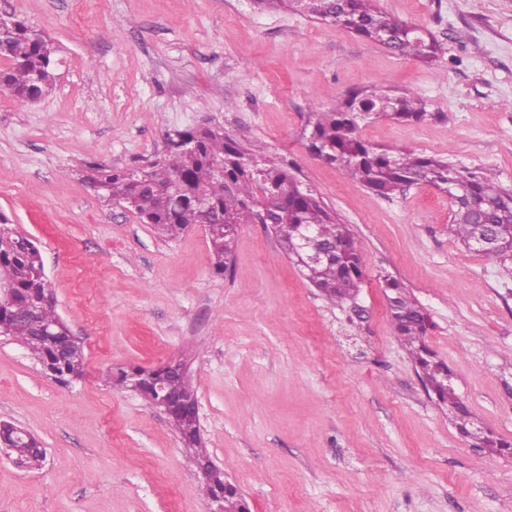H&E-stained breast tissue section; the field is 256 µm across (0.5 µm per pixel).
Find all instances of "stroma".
<instances>
[{
  "label": "stroma",
  "instance_id": "stroma-1",
  "mask_svg": "<svg viewBox=\"0 0 512 512\" xmlns=\"http://www.w3.org/2000/svg\"><path fill=\"white\" fill-rule=\"evenodd\" d=\"M429 29L432 65L253 0H0L43 30L59 65L37 103L0 94V212L39 247L82 380L44 374L0 333V421L34 434L42 466L0 454L10 512H207L167 415L107 384L116 367L185 362L202 445L251 512H512V457L474 447L391 326L385 276L430 314L427 343L485 429L512 441V261L466 249L448 198H383L304 146L311 104L409 89L428 117L361 124L375 145L448 159L512 188V0H377ZM220 125L292 161L363 246L356 302L332 306L261 224L216 274L193 226L163 241L83 180L143 165L177 130Z\"/></svg>",
  "mask_w": 512,
  "mask_h": 512
}]
</instances>
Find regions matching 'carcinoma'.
I'll list each match as a JSON object with an SVG mask.
<instances>
[{
    "instance_id": "carcinoma-1",
    "label": "carcinoma",
    "mask_w": 512,
    "mask_h": 512,
    "mask_svg": "<svg viewBox=\"0 0 512 512\" xmlns=\"http://www.w3.org/2000/svg\"><path fill=\"white\" fill-rule=\"evenodd\" d=\"M254 2L261 10L292 6L407 59L431 63L445 50L433 33L387 15L374 5L375 0ZM54 54L51 40L26 20L14 14L1 16L0 56L7 64L0 68V92L30 102L44 98L53 86ZM372 114L401 122H419L428 116L424 99L411 91L394 93L382 87H367L349 93L327 112L315 109L310 113L308 150L385 198L421 183L446 195L449 182L459 183L464 197L448 201L452 214L449 232L473 251L476 238L487 232L496 242V253L512 256V190L446 160L368 143L361 135L360 122ZM186 138L187 147L169 146L163 156L144 167L114 170L92 166L85 181L96 188L105 204L134 212L165 241L179 238L192 225H211L209 240L217 274L224 273L232 260L242 224L266 225L294 261L299 233L306 230L319 244L331 248L332 254L310 270L301 268L303 276L333 305L356 299L364 281L361 243L320 197L303 187L291 163L266 157L261 153L262 146L252 149L219 125L188 130ZM0 275L10 276L13 288L11 297L0 303V333L14 337L44 372L64 381L82 379L85 369L81 342H76L78 355L64 359L57 355L53 342L37 331L41 320L58 323L63 334L70 333L55 309L39 248L12 228L2 213ZM384 281L395 335L408 349L427 391L448 410L457 430L467 434L473 415L449 388L448 364L426 345L433 327L429 314L397 280L388 275ZM36 304L41 308L37 320L32 316ZM108 379L111 385L125 388L139 381L138 395L147 404L158 406L157 384L143 375V369L120 368ZM163 386L184 401L196 400L191 385L179 375L165 378ZM169 418L194 459L209 457L201 447V436L184 432L177 416L171 414ZM14 430L13 424L0 422V448L8 449L9 457L20 459L29 468L42 465L45 452L41 442L32 435L17 441ZM477 446L512 457V442L491 431L485 432ZM202 493L208 500L223 497L225 512H249L247 501L230 481L205 483Z\"/></svg>"
}]
</instances>
